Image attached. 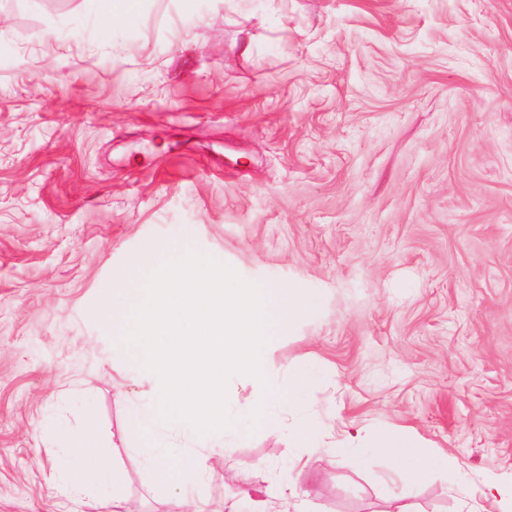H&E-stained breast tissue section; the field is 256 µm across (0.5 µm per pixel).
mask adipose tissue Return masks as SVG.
<instances>
[{
    "instance_id": "adipose-tissue-1",
    "label": "adipose tissue",
    "mask_w": 512,
    "mask_h": 512,
    "mask_svg": "<svg viewBox=\"0 0 512 512\" xmlns=\"http://www.w3.org/2000/svg\"><path fill=\"white\" fill-rule=\"evenodd\" d=\"M68 466L67 476L73 489H80L87 467L102 473L109 469V461L100 456L96 439L89 432H75L65 438ZM346 452L352 454L361 467H370L377 456L389 455L396 467H408L414 480L426 479L435 466L434 460L416 441H410L386 430L370 433L365 438L349 439Z\"/></svg>"
}]
</instances>
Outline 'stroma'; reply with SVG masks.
<instances>
[{
	"instance_id": "1",
	"label": "stroma",
	"mask_w": 512,
	"mask_h": 512,
	"mask_svg": "<svg viewBox=\"0 0 512 512\" xmlns=\"http://www.w3.org/2000/svg\"><path fill=\"white\" fill-rule=\"evenodd\" d=\"M0 0V512H189L130 422L149 385L92 312L166 239L304 289L270 348L312 367L272 427L244 415L207 495L279 512H496L512 494V0ZM318 425L316 443L296 424ZM388 429L436 468L398 499ZM91 430L119 481L66 482ZM306 463L296 473V458ZM344 450L352 454L363 468L370 467L377 456L389 455L399 471L407 466L415 481L426 479L435 466L434 460L419 442L410 441L386 430L370 433L362 440L350 437Z\"/></svg>"
}]
</instances>
